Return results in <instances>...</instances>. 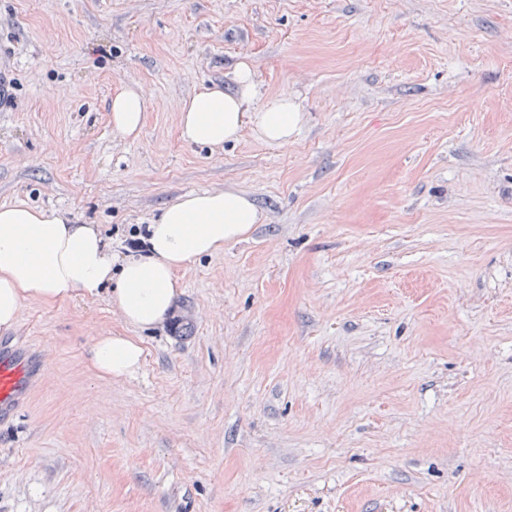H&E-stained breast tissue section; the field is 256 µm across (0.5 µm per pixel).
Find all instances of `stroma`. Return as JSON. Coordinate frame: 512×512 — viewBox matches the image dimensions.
<instances>
[{
    "mask_svg": "<svg viewBox=\"0 0 512 512\" xmlns=\"http://www.w3.org/2000/svg\"><path fill=\"white\" fill-rule=\"evenodd\" d=\"M242 61L298 133L186 143ZM0 85V205L118 256L185 193L263 217L156 330L101 295L0 331L49 359L0 426V512H512V0H0ZM111 334L145 350L121 381L88 362ZM149 97L141 86H126L117 92L111 102L112 128L125 137H136L141 129Z\"/></svg>",
    "mask_w": 512,
    "mask_h": 512,
    "instance_id": "1",
    "label": "stroma"
}]
</instances>
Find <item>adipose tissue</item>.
Listing matches in <instances>:
<instances>
[{
    "label": "adipose tissue",
    "instance_id": "adipose-tissue-1",
    "mask_svg": "<svg viewBox=\"0 0 512 512\" xmlns=\"http://www.w3.org/2000/svg\"><path fill=\"white\" fill-rule=\"evenodd\" d=\"M233 81L234 91L214 84L184 101L182 138L218 148L248 129L263 142L287 144L300 126L293 98L281 92L256 103L255 73L246 62L236 67ZM148 105L142 87H123L111 102L113 129L137 136ZM261 221L244 193H188L149 225L145 253L118 257L95 225L23 201L0 206V329L13 328L26 302L93 297L103 290L126 324L160 325L181 292L176 270L246 239ZM143 361L142 341L134 336H98L89 351L92 369L110 380L133 376Z\"/></svg>",
    "mask_w": 512,
    "mask_h": 512
}]
</instances>
